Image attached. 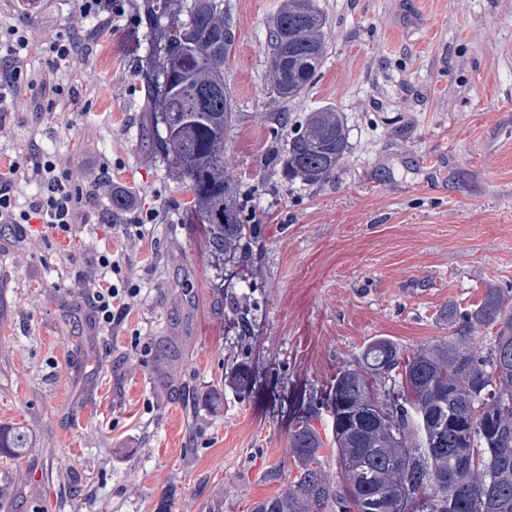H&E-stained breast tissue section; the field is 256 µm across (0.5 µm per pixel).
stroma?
Segmentation results:
<instances>
[{"label":"stroma","instance_id":"1","mask_svg":"<svg viewBox=\"0 0 512 512\" xmlns=\"http://www.w3.org/2000/svg\"><path fill=\"white\" fill-rule=\"evenodd\" d=\"M140 0L66 73L73 101L0 122V168L31 145L91 189L102 166L158 222L140 231L106 196L71 237L0 240V424L29 429L0 454L9 512H249L292 481L288 422L325 400L372 338L411 351L452 336L437 312L512 282V0H317L328 52L307 91L268 88L266 31L282 0H224L234 37L226 78L239 122L224 141L264 257L256 318L238 335L212 306L218 280L190 193L141 137L137 62L150 40ZM78 0H0V22L34 42L87 32ZM341 112L348 154L333 179L288 183L272 154L299 121ZM109 250L130 313L93 323L94 254ZM244 386H236L237 373ZM26 470V495L9 489Z\"/></svg>","mask_w":512,"mask_h":512}]
</instances>
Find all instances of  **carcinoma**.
<instances>
[{"label":"carcinoma","mask_w":512,"mask_h":512,"mask_svg":"<svg viewBox=\"0 0 512 512\" xmlns=\"http://www.w3.org/2000/svg\"><path fill=\"white\" fill-rule=\"evenodd\" d=\"M143 12L152 37L140 69L150 99L146 136L192 194L189 212L204 226L212 269L219 276L229 263L242 269L241 293L221 286L213 307L247 336L254 309L247 273L261 265L263 246L224 173V139L238 121L224 74L230 17L224 0H143ZM325 27L316 0H286L273 17L276 97L297 98L313 82L327 52ZM348 149L342 116L326 108L294 125L272 161L286 180L314 186L336 173ZM438 320L456 337L411 353L376 337L336 373L327 400L332 453H322L314 414L295 416L288 430L295 476L251 512H374V487L395 497L393 512H512V284L488 286L464 308L450 304ZM489 330L486 351L467 344ZM2 448L25 452L27 432L0 428Z\"/></svg>","instance_id":"carcinoma-1"}]
</instances>
